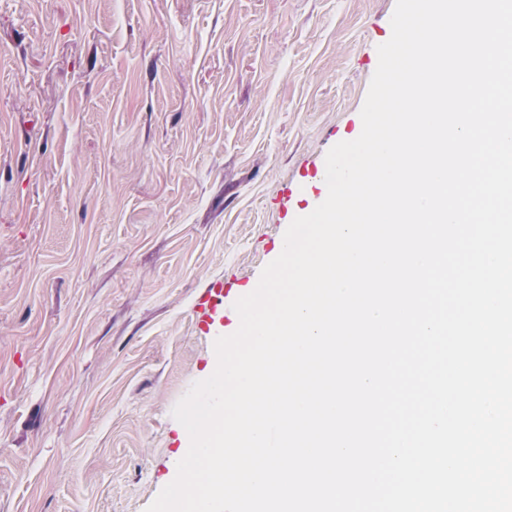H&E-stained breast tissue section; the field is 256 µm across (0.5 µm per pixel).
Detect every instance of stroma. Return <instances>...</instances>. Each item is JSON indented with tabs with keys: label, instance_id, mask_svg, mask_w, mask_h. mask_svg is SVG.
<instances>
[{
	"label": "stroma",
	"instance_id": "stroma-1",
	"mask_svg": "<svg viewBox=\"0 0 512 512\" xmlns=\"http://www.w3.org/2000/svg\"><path fill=\"white\" fill-rule=\"evenodd\" d=\"M396 0H0V512H146L246 295L362 131ZM224 317V284L215 283L207 290L197 307V319L200 330L208 333L218 320Z\"/></svg>",
	"mask_w": 512,
	"mask_h": 512
}]
</instances>
